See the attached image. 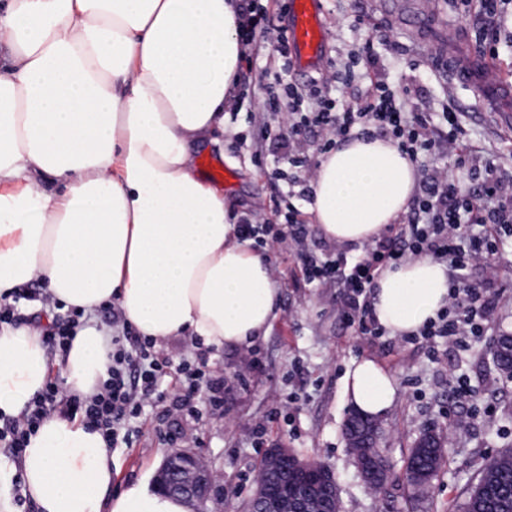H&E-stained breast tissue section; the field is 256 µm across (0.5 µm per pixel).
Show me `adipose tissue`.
I'll list each match as a JSON object with an SVG mask.
<instances>
[{
    "mask_svg": "<svg viewBox=\"0 0 512 512\" xmlns=\"http://www.w3.org/2000/svg\"><path fill=\"white\" fill-rule=\"evenodd\" d=\"M240 0H0V300L38 280L82 311L66 357L30 326L0 327V414L20 416L58 367L89 397L109 377L115 304L155 345L184 335L221 353L267 336L279 290L266 256L240 239L194 150H224L225 107L246 48ZM55 183V190L44 187ZM416 170L388 140L353 139L320 156L309 210L324 239L363 246L398 222ZM448 303V273L421 256L383 270L372 305L392 336ZM353 410L392 407L394 376L371 358L344 377ZM193 512L136 484L112 489L101 431L54 414L20 463L0 456V512Z\"/></svg>",
    "mask_w": 512,
    "mask_h": 512,
    "instance_id": "1",
    "label": "adipose tissue"
}]
</instances>
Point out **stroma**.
Listing matches in <instances>:
<instances>
[{"instance_id":"1","label":"stroma","mask_w":512,"mask_h":512,"mask_svg":"<svg viewBox=\"0 0 512 512\" xmlns=\"http://www.w3.org/2000/svg\"><path fill=\"white\" fill-rule=\"evenodd\" d=\"M423 0H321L330 33L327 58L343 68L353 45L367 35L350 25L363 15L390 44L377 45L383 71L393 88L411 87L428 111L453 103L466 139L479 158L494 155L499 174L512 189V128L499 127L494 113L481 111L470 92L450 84L443 69L424 52L438 34L459 35L474 43L477 16L457 15L453 0H430L431 26L416 29L411 15ZM276 53L262 51L241 64V81L224 125V157L220 183L236 218L256 217L281 223L277 204L288 192L287 175H273L280 157L281 115L267 111L258 85L261 72L277 71ZM493 270H470V282L494 276L504 291L489 313L484 335L468 350L432 347L423 339L358 336L343 320L336 286L305 280L292 247L272 256L274 280L280 290L278 315L268 336L253 349L205 361L206 370L224 376V401L218 410L159 420L146 409L126 445L112 451V488L120 491L152 481L165 455L189 446L219 476L226 504L246 502L268 448L284 445L300 456L330 466L336 474L341 512H458L477 482L473 461L512 448V379L494 364L495 336L512 333V238L492 259ZM369 357L384 366L397 383L396 400L383 416L382 446L395 477L386 494L366 486L348 452L343 425L350 412L343 378L352 360ZM466 375L478 389L476 399L460 403L448 384L449 372ZM294 405H285L288 393ZM457 415L469 429L448 437V417ZM445 434V464L424 499L404 479L409 449L423 429Z\"/></svg>"}]
</instances>
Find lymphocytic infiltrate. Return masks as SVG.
Segmentation results:
<instances>
[{
	"mask_svg": "<svg viewBox=\"0 0 512 512\" xmlns=\"http://www.w3.org/2000/svg\"><path fill=\"white\" fill-rule=\"evenodd\" d=\"M478 39L485 55L498 57L501 47L512 45V0H479ZM367 79L364 94L343 102L342 90L355 77ZM265 102L283 114L288 138L283 147L293 181L301 193H309L315 155H323L352 139L385 138L415 164L420 179L406 220L391 225L382 235L365 244L354 261L337 257L326 261L303 258V273L312 282H336L341 288L339 307L350 327L359 336H380L384 330L376 321L371 294L376 277L386 268L426 255L448 271V303L420 330L429 341L445 340L453 347H466L467 337L484 333V321L497 293L494 280L484 287L466 283L469 269L489 265L497 253L498 234L512 235V193H505L494 175L493 161L477 168L470 149L463 143L455 108L441 115L424 111L415 102L411 89L396 92L382 76L372 40L353 47L343 71L318 74L304 86L285 83L266 85ZM319 130L322 139L315 155L295 150L296 142L308 132ZM303 222L297 210H289L286 230L247 218L239 225L242 238L271 239L302 246L298 230ZM29 290H21L15 302L0 304V325L23 322L40 325L45 343L52 351L67 354L80 324L81 314L69 310L65 316L43 322L41 313L22 315L21 300H31ZM172 365L171 358L159 356L152 340L130 330L112 338L110 377L101 391L89 398L66 394L55 378H47L43 388L29 402L21 418L0 422V446L21 457L29 437L44 419L54 413L81 415L84 422L102 432L110 445H118L129 434L131 424L145 407L164 402L161 381ZM185 397L172 407L182 410L192 397L221 406L224 381L205 376L200 370L182 367Z\"/></svg>",
	"mask_w": 512,
	"mask_h": 512,
	"instance_id": "1",
	"label": "lymphocytic infiltrate"
}]
</instances>
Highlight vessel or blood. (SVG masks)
<instances>
[{"instance_id":"b4317fda","label":"vessel or blood","mask_w":512,"mask_h":512,"mask_svg":"<svg viewBox=\"0 0 512 512\" xmlns=\"http://www.w3.org/2000/svg\"><path fill=\"white\" fill-rule=\"evenodd\" d=\"M328 32L317 0H288V47L296 68L317 71L327 51ZM448 81L479 91L484 111L496 113L501 124L512 125V81L495 61L471 51H449Z\"/></svg>"}]
</instances>
